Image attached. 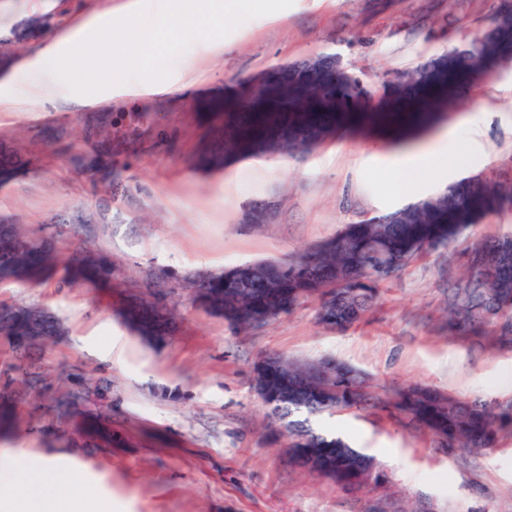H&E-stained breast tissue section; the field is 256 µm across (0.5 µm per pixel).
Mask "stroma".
Wrapping results in <instances>:
<instances>
[{
  "label": "stroma",
  "mask_w": 512,
  "mask_h": 512,
  "mask_svg": "<svg viewBox=\"0 0 512 512\" xmlns=\"http://www.w3.org/2000/svg\"><path fill=\"white\" fill-rule=\"evenodd\" d=\"M128 2L0 0V148L26 162L0 186V222L48 240L59 262L41 285L0 284V307H41L62 325L25 356L0 335V402L19 415L0 429V445L29 458L67 455L68 475L110 497L113 512H364L368 493L289 463L254 367L265 356L334 360L383 398L418 384L512 401V345L448 331V290L479 243L512 236V202L454 243L425 248L347 328L318 324L310 298L240 330L195 300V278L289 259L394 210L395 176L370 155L395 146L343 125L305 154L239 159L207 175L196 159L223 142L228 119L211 105L240 80L335 52L378 99L399 73L485 28L499 0H294L225 38L193 42L175 62L176 91L128 83L84 102L30 73L54 37L92 15L121 18ZM471 115L477 143L457 146L477 150L471 175L512 187V61L423 136ZM257 203L268 214L252 224ZM83 248L105 271L104 286L67 277L65 260ZM135 297L174 309L164 341L144 342L123 321ZM307 425L372 456L388 479L374 496L395 512H512V431L473 454L447 452L378 409L312 415Z\"/></svg>",
  "instance_id": "35a3bbf8"
}]
</instances>
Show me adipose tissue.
<instances>
[{"label": "adipose tissue", "mask_w": 512, "mask_h": 512, "mask_svg": "<svg viewBox=\"0 0 512 512\" xmlns=\"http://www.w3.org/2000/svg\"><path fill=\"white\" fill-rule=\"evenodd\" d=\"M472 120L440 131L413 147L379 158L378 163L395 173V194L412 197L433 179L458 178L469 166L466 158L454 156L459 138L473 139ZM63 457L39 455L25 459L8 448H0V512H94L88 484L72 482L64 475Z\"/></svg>", "instance_id": "obj_1"}]
</instances>
